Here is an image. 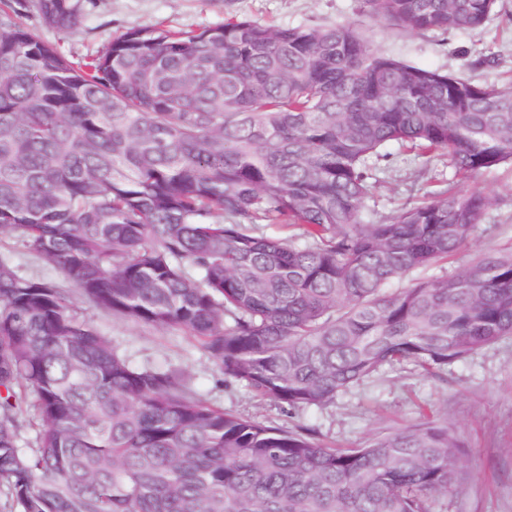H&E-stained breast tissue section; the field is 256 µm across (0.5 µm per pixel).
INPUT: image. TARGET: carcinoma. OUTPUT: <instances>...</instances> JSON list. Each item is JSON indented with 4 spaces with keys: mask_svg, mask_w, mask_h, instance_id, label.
Masks as SVG:
<instances>
[{
    "mask_svg": "<svg viewBox=\"0 0 512 512\" xmlns=\"http://www.w3.org/2000/svg\"><path fill=\"white\" fill-rule=\"evenodd\" d=\"M497 0H361L416 33L476 30ZM0 9V484L22 512H430L468 477L445 419L359 448L262 425L136 366L79 296L194 337L224 377L290 411L386 366L438 376L512 337V249L462 252L490 199L455 184L364 221L369 160L399 144L458 176L512 164V84L374 50L353 24L228 18L133 29L73 65ZM74 26L83 0H38ZM260 224L300 227L289 238ZM28 391L39 427L21 444ZM12 250V260L22 273L34 276H52L43 265L31 254L26 252L20 246L14 245L11 241H2V250L10 248Z\"/></svg>",
    "mask_w": 512,
    "mask_h": 512,
    "instance_id": "carcinoma-1",
    "label": "carcinoma"
}]
</instances>
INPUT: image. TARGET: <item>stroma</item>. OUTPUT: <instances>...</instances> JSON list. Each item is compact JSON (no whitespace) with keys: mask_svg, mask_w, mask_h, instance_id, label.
I'll return each instance as SVG.
<instances>
[{"mask_svg":"<svg viewBox=\"0 0 512 512\" xmlns=\"http://www.w3.org/2000/svg\"><path fill=\"white\" fill-rule=\"evenodd\" d=\"M27 2L30 32L74 64L106 52L125 32L148 25L199 32L223 25L230 16L283 28L357 20L371 45L385 55L463 73L478 82L512 79V0H498L497 12L484 28L445 35L401 31L359 18V0H85L78 23L69 29L50 26L36 9V0ZM369 164L375 183L364 203L367 219L378 221L452 183L464 191H481L491 200L485 217L489 229L479 232L476 247H512V165L461 178L447 158L426 165L395 145L387 157L370 159ZM77 305L134 365L186 371L198 394L224 411L285 429L311 428L339 448L363 446L377 433L419 422L422 409H433L461 435L462 464L469 477L457 493L436 496L432 512H512V338L437 376L409 364L383 368L332 404L289 414L255 398L241 383L225 380L183 331L137 325L82 299Z\"/></svg>","mask_w":512,"mask_h":512,"instance_id":"1","label":"stroma"}]
</instances>
